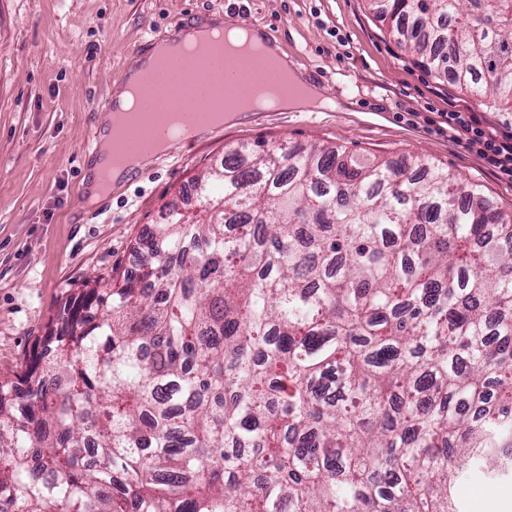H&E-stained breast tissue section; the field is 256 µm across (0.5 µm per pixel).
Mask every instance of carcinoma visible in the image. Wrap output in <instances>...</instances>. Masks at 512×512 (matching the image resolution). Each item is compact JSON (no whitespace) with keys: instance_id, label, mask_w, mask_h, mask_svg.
<instances>
[{"instance_id":"1","label":"carcinoma","mask_w":512,"mask_h":512,"mask_svg":"<svg viewBox=\"0 0 512 512\" xmlns=\"http://www.w3.org/2000/svg\"><path fill=\"white\" fill-rule=\"evenodd\" d=\"M512 112V0H388ZM0 377V512H460L512 484V215L423 156L239 145ZM499 486L469 470L456 481L454 495L463 512H512V492L506 499L505 490Z\"/></svg>"}]
</instances>
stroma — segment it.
Masks as SVG:
<instances>
[{
    "mask_svg": "<svg viewBox=\"0 0 512 512\" xmlns=\"http://www.w3.org/2000/svg\"><path fill=\"white\" fill-rule=\"evenodd\" d=\"M224 13L275 31L306 81L347 111L253 113L86 203L91 135L150 36ZM466 109L497 135L512 133V112L484 107L401 51L376 0H0V375L24 370L70 294L130 269L136 239L160 223L165 203L184 202L195 175L241 143L423 155L512 213V184L448 134L443 113ZM454 495L463 512H512V498L474 471Z\"/></svg>",
    "mask_w": 512,
    "mask_h": 512,
    "instance_id": "obj_1",
    "label": "stroma"
}]
</instances>
